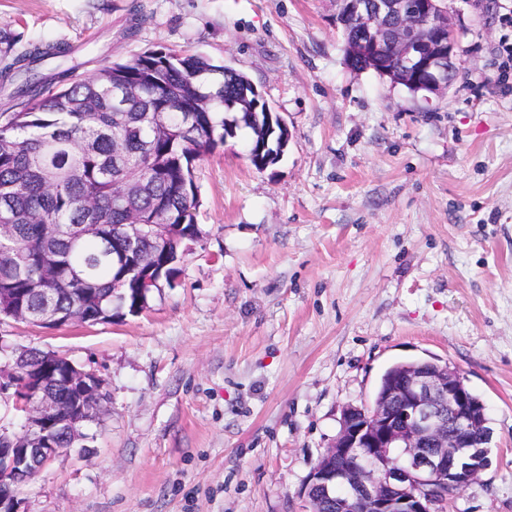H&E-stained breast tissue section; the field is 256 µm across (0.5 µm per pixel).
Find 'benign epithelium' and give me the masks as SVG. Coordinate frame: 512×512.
I'll return each instance as SVG.
<instances>
[{
    "instance_id": "7a95c632",
    "label": "benign epithelium",
    "mask_w": 512,
    "mask_h": 512,
    "mask_svg": "<svg viewBox=\"0 0 512 512\" xmlns=\"http://www.w3.org/2000/svg\"><path fill=\"white\" fill-rule=\"evenodd\" d=\"M338 16L363 24L364 37L347 48L374 62L383 75L393 64L414 74L416 91L440 95L453 84L459 34L444 0H337ZM161 224L122 226L133 243L164 245ZM50 354L43 364L0 376L11 392L24 433L0 430V512H20L16 489L63 453L55 440L62 416L104 410L103 378ZM59 380L75 391L68 400L53 387ZM493 428L484 403L455 367L425 362L388 379L382 394L364 408L343 409L340 431L320 457L303 498L304 512H321V501L344 488L341 512H443L447 496L478 480L489 463Z\"/></svg>"
}]
</instances>
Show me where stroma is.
I'll return each mask as SVG.
<instances>
[{"label": "stroma", "mask_w": 512, "mask_h": 512, "mask_svg": "<svg viewBox=\"0 0 512 512\" xmlns=\"http://www.w3.org/2000/svg\"><path fill=\"white\" fill-rule=\"evenodd\" d=\"M453 87L423 97L345 61L336 0H0L16 51L97 74L182 49L246 74L287 123L196 161L197 223L171 284L111 322L0 319V367L37 348L106 382L104 413L20 491L21 512H302L345 406L384 371H462L494 431L445 512H512V0H447Z\"/></svg>", "instance_id": "1"}]
</instances>
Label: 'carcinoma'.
<instances>
[{
  "instance_id": "1",
  "label": "carcinoma",
  "mask_w": 512,
  "mask_h": 512,
  "mask_svg": "<svg viewBox=\"0 0 512 512\" xmlns=\"http://www.w3.org/2000/svg\"><path fill=\"white\" fill-rule=\"evenodd\" d=\"M10 37L0 32V85L11 86L14 112H0V206L8 204L25 224L0 234V313L13 304L36 312L76 315L85 322L112 319L113 308H145L138 264L113 268L112 251L139 252L118 226L140 214L171 224L159 261L177 271L182 244L199 238L193 162L224 144L225 134L250 132L248 156L258 171L275 164L288 147L279 115L266 108L242 72L204 56L146 50L98 74L61 88L47 83L42 63L65 54L35 45L14 58ZM139 86L135 101L119 114L112 107V80ZM176 108L198 115L195 131L161 118ZM143 111L160 121L146 126ZM148 163L151 176L139 191L119 195V184ZM52 170L56 185H45ZM96 206L98 234L75 238ZM56 257V279L41 282L39 265ZM53 289L50 296L39 289Z\"/></svg>"
}]
</instances>
